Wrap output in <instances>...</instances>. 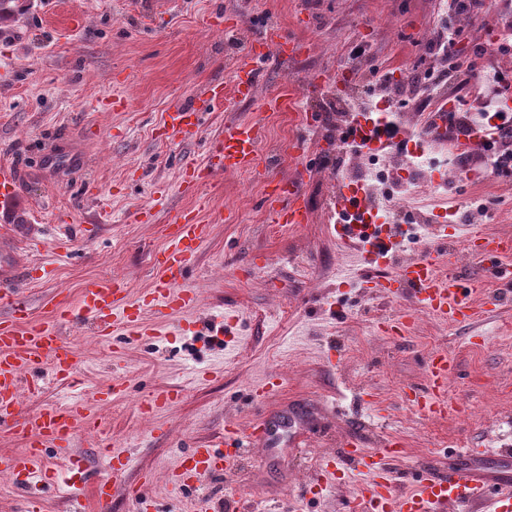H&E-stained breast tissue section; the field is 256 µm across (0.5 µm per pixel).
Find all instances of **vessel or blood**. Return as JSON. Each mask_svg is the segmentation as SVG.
<instances>
[{
	"mask_svg": "<svg viewBox=\"0 0 512 512\" xmlns=\"http://www.w3.org/2000/svg\"><path fill=\"white\" fill-rule=\"evenodd\" d=\"M285 48L276 29H269L261 48H250L247 57L234 72L231 86L222 81L208 83L202 90L212 104L222 103L225 93L235 98L250 99L258 86L257 64L270 54L284 53ZM180 134L191 136L199 128L200 110L197 104L174 107ZM369 109L348 115V128L355 141H368L370 147L388 148L387 139L371 138L374 127ZM448 125L447 112L430 113L427 130L437 145L453 144L456 151L476 150L482 141L477 123L462 124L455 140L442 136ZM265 130L260 122L225 125L224 134L208 148L205 163L184 164L182 180L197 185L211 169L224 173L264 166L261 144ZM20 173L12 166H0V201L10 202L17 195ZM265 209L271 223L306 224L311 214L301 203L297 185L278 180L277 186L265 195ZM332 204L341 219L336 233L343 243L356 248L363 264L377 265L385 261L394 264L392 275L363 279L362 285L375 295L397 298L411 294L429 313L447 323L464 324L474 316L471 286L461 283L455 274L444 275L426 257L401 258L406 240L411 237L408 224H367L363 218L371 212L364 185L341 181ZM205 227L192 210L180 212L173 219L168 245L155 258L157 277L152 288L139 301H131L117 280L100 279L84 288L76 302H57L51 307V319L35 322L32 312L19 289L21 282L30 280L32 269L23 267L8 246H0V304L9 307L10 317L0 321V433L21 436L24 448L0 459V470L9 472L18 486L27 488L24 512H44L42 495L32 489L33 478L49 482L46 467L48 450L66 458L68 476L64 481L71 512H88L89 505L105 508L114 491L121 489L122 475L131 464L130 456L106 449L111 462L110 474L88 481L79 462L68 456L73 436L85 419L86 403L72 399L63 404H51L34 412L22 408V394L37 396L39 381H26L25 376L39 365H47L50 376L60 384L75 381L76 350L62 336L67 323L83 321L95 325L100 339L121 334L141 340L155 334L152 324L144 319L145 311L157 314L185 312L198 304L195 291L182 287L186 267L195 258ZM467 247L473 260L496 278H512V239L484 236L480 231L469 232ZM455 366L444 354H435L430 362L429 381L415 392L411 405L419 412L442 415L448 411L445 398L448 381ZM268 433L264 422L254 421L247 430L225 426L223 433L201 448L182 456L167 474V482L177 489L192 490L187 512H216L211 494L202 492L205 479L230 475L238 462L241 449H267ZM397 441H384L371 455H363L357 442H349L341 459L325 461L304 486L307 494H319L335 480L340 462L361 461L369 473L368 482L360 487L350 504L352 512H466L476 501L486 502L490 512H512V472L489 473L481 456L469 452V464L441 475L428 472L417 477L414 488L397 491L395 478L387 466L390 458L399 456Z\"/></svg>",
	"mask_w": 512,
	"mask_h": 512,
	"instance_id": "vessel-or-blood-1",
	"label": "vessel or blood"
}]
</instances>
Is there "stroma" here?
<instances>
[{
	"label": "stroma",
	"instance_id": "35a3bbf8",
	"mask_svg": "<svg viewBox=\"0 0 512 512\" xmlns=\"http://www.w3.org/2000/svg\"><path fill=\"white\" fill-rule=\"evenodd\" d=\"M15 10L0 26V163H16L23 174L11 210L25 221L14 231L20 259L47 271L23 286L33 315L48 317L50 298L76 299L102 278L120 279L138 298L156 276L152 258L167 245L172 217L193 210L208 226L184 279L199 304L166 318L149 315L155 340L115 345L81 322L65 329L91 416L71 452L90 475L108 471L100 444L129 451L134 465L125 481L140 484L152 471L146 492L158 512H184L188 491L165 479L181 454L216 438L225 423L244 429L261 419L273 454L246 452L232 475L206 488L220 512H236L242 499L255 512H286L317 464L351 440L367 451L386 438L400 441L404 453L390 466L411 477L422 467L463 465L467 448L512 447V282L437 254L440 272L479 287L474 319L455 326L409 300L369 295L349 285L364 269L338 241L330 207L335 179L363 178L350 154L321 146L357 106L346 92L357 86L387 98L384 76L429 69L424 45L443 0H157L146 13L131 0H17ZM77 11L83 20L75 26ZM510 26L512 0H497L467 21L456 38L458 58L471 59L476 46H490L494 31ZM270 27L303 48L294 58L268 57L257 94L291 84L292 110L262 112L253 101L231 99L204 108L193 137L156 138L175 102L191 103L210 81H231L250 40ZM357 46L376 69L358 68ZM317 78L323 89L308 96L306 83ZM116 97L126 109L106 111ZM251 120L265 127L266 172H217L197 187L182 184L181 164L203 162L225 124ZM298 140L306 145L300 156L291 152ZM75 153L88 166L74 165ZM281 177L296 180L310 223H269L261 200L267 181ZM485 200L493 209L480 230L512 238V173L458 179L432 195L416 191L411 208L430 221ZM143 210L148 220L136 221ZM64 218L85 223L91 237L56 248ZM402 313L413 321L408 333L380 331L381 321ZM437 351L457 367L445 417L423 415L406 400L425 385ZM272 374L281 377L280 389L255 396ZM116 378L128 395L100 400L99 388ZM163 387L178 388L179 397L141 414L138 400ZM365 472L346 469L329 491L309 497L304 512H346Z\"/></svg>",
	"mask_w": 512,
	"mask_h": 512
}]
</instances>
